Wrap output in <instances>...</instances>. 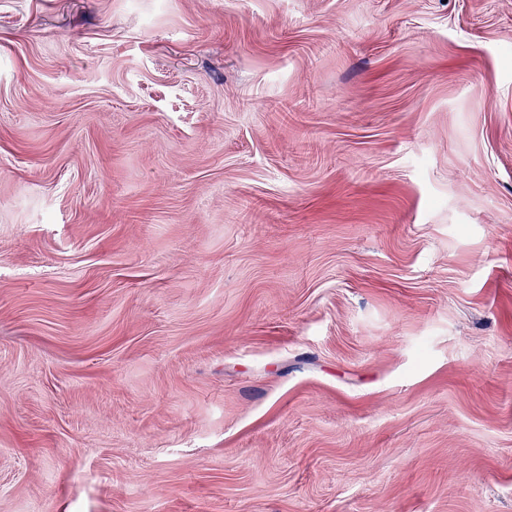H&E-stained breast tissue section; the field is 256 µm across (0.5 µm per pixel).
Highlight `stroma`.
<instances>
[{"mask_svg":"<svg viewBox=\"0 0 512 512\" xmlns=\"http://www.w3.org/2000/svg\"><path fill=\"white\" fill-rule=\"evenodd\" d=\"M0 512H512V0H0Z\"/></svg>","mask_w":512,"mask_h":512,"instance_id":"stroma-1","label":"stroma"}]
</instances>
